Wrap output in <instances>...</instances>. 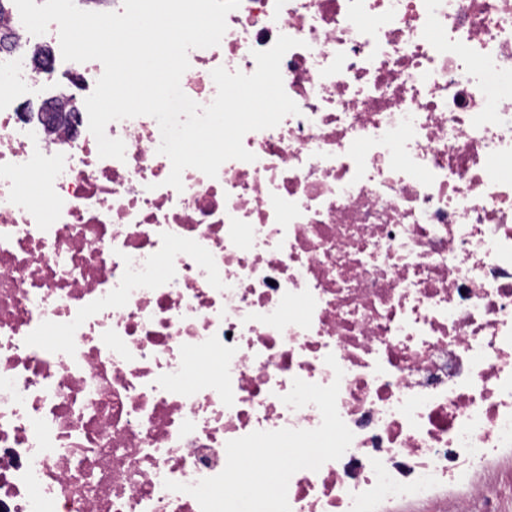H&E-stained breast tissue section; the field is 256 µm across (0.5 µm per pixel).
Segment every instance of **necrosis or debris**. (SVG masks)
<instances>
[{
    "mask_svg": "<svg viewBox=\"0 0 512 512\" xmlns=\"http://www.w3.org/2000/svg\"><path fill=\"white\" fill-rule=\"evenodd\" d=\"M181 77L256 69L279 35L298 114L252 162L182 173L154 120L18 111L0 55V512H201L253 431L311 430L294 379L339 382L349 449L291 512H495L512 457V0H241ZM203 355L190 368L186 356ZM334 355L342 376L325 358Z\"/></svg>",
    "mask_w": 512,
    "mask_h": 512,
    "instance_id": "4bbe7bcc",
    "label": "necrosis or debris"
}]
</instances>
